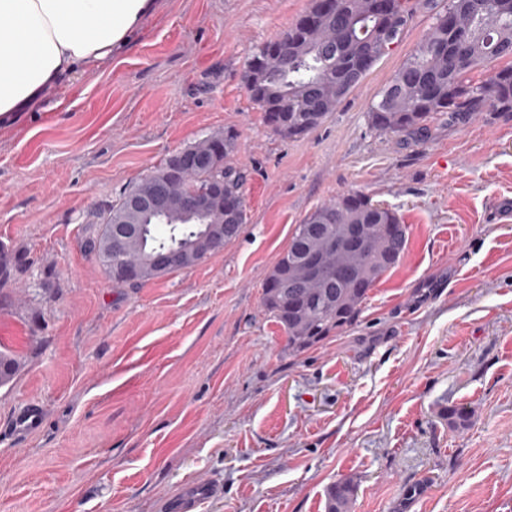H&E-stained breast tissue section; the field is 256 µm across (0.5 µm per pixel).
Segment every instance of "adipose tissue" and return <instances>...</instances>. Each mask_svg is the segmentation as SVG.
Instances as JSON below:
<instances>
[{"label":"adipose tissue","instance_id":"ef3b65f1","mask_svg":"<svg viewBox=\"0 0 512 512\" xmlns=\"http://www.w3.org/2000/svg\"><path fill=\"white\" fill-rule=\"evenodd\" d=\"M158 0H0V117L111 61Z\"/></svg>","mask_w":512,"mask_h":512}]
</instances>
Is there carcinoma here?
I'll list each match as a JSON object with an SVG mask.
<instances>
[{"label":"carcinoma","mask_w":512,"mask_h":512,"mask_svg":"<svg viewBox=\"0 0 512 512\" xmlns=\"http://www.w3.org/2000/svg\"><path fill=\"white\" fill-rule=\"evenodd\" d=\"M312 0L299 24L256 49L244 74L250 99L266 122L286 137L306 135L401 41L412 17L411 0H390L381 14L376 0ZM507 59L508 65L483 81L469 75ZM512 112V0H448L433 17L425 38L406 58L368 107L370 127L388 134H422L427 121L446 114L456 119L470 112ZM207 137L182 150L179 174L158 184L172 171L171 160L145 174L118 199L96 213V227L85 239L92 254L101 244L105 224L127 235L121 265L141 266L130 281L103 264L112 283L149 281L162 275L147 263L157 251L176 250L182 267L195 265L209 251L207 229L224 227V243L235 240L246 220L245 173L228 162L236 134ZM224 175V197L212 202L201 218L186 219L178 211L181 195L209 189ZM159 191L171 202L166 223L139 208L144 197ZM408 225L393 209L360 192L348 193L310 211L296 225L288 248L267 274L262 307L288 338V350L300 354L342 332L359 316L371 288L403 258ZM25 367L22 354L0 344V388L12 385ZM448 427L462 429L471 419L463 403L441 408ZM356 487L347 480L332 483L325 512H351Z\"/></svg>","instance_id":"carcinoma-1"}]
</instances>
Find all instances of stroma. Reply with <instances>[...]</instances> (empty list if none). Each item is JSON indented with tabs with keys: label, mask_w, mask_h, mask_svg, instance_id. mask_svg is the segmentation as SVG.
<instances>
[{
	"label": "stroma",
	"mask_w": 512,
	"mask_h": 512,
	"mask_svg": "<svg viewBox=\"0 0 512 512\" xmlns=\"http://www.w3.org/2000/svg\"><path fill=\"white\" fill-rule=\"evenodd\" d=\"M446 0L309 134L250 100L245 63L311 0H163L131 44L0 122V512H512V112L437 115L426 137L372 130L368 107ZM235 132L240 236L197 265L114 285L84 248L95 213L198 140ZM353 191L409 227L357 322L294 355L262 284L294 224ZM468 404L449 429L445 402ZM38 405L39 428L16 412ZM24 367L22 354L0 344V388L12 385ZM356 487L347 480L332 483L326 492L325 512H350Z\"/></svg>",
	"instance_id": "1"
}]
</instances>
